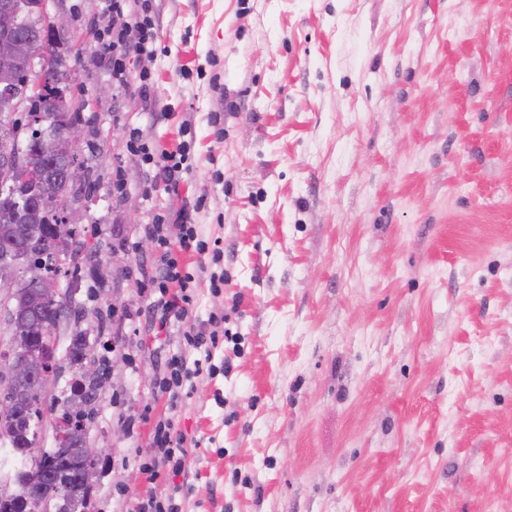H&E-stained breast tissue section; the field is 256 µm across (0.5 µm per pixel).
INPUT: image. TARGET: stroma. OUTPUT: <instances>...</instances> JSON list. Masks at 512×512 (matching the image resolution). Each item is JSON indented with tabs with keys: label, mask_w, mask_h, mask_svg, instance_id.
<instances>
[{
	"label": "stroma",
	"mask_w": 512,
	"mask_h": 512,
	"mask_svg": "<svg viewBox=\"0 0 512 512\" xmlns=\"http://www.w3.org/2000/svg\"><path fill=\"white\" fill-rule=\"evenodd\" d=\"M155 55L115 87L112 0H52L78 47L74 93L96 260L61 281L105 379L84 420L101 454L85 512L149 493L184 512H512V0H156ZM149 74L150 100L132 91ZM186 143L178 189L152 182L130 128ZM199 205L226 279L192 317L233 310L229 376L170 407L156 381L183 325L144 309L159 256L143 225ZM126 258L113 268L111 257ZM63 365L33 456L74 391ZM175 415L187 477L147 482Z\"/></svg>",
	"instance_id": "obj_1"
}]
</instances>
